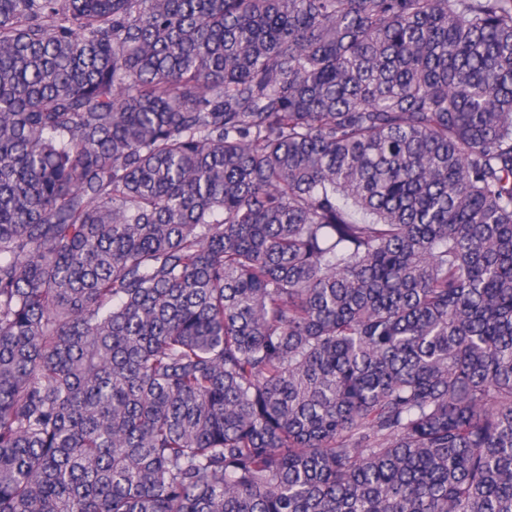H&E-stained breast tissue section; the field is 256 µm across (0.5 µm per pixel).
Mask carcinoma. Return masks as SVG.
<instances>
[{
	"instance_id": "cac0c4a2",
	"label": "carcinoma",
	"mask_w": 512,
	"mask_h": 512,
	"mask_svg": "<svg viewBox=\"0 0 512 512\" xmlns=\"http://www.w3.org/2000/svg\"><path fill=\"white\" fill-rule=\"evenodd\" d=\"M0 512H512V0H0Z\"/></svg>"
}]
</instances>
